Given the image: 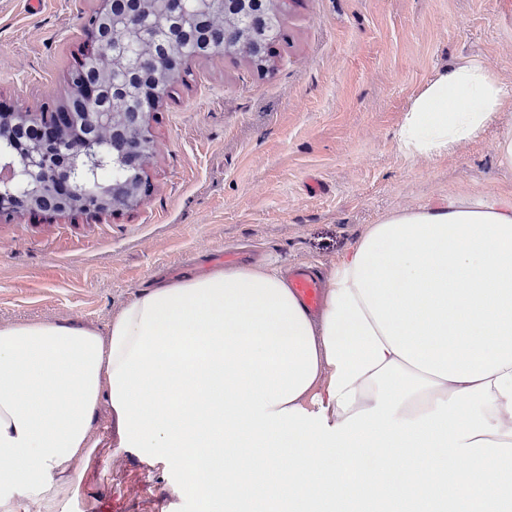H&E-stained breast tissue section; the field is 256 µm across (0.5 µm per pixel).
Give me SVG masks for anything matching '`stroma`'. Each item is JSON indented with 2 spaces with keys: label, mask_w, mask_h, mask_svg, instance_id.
<instances>
[{
  "label": "stroma",
  "mask_w": 512,
  "mask_h": 512,
  "mask_svg": "<svg viewBox=\"0 0 512 512\" xmlns=\"http://www.w3.org/2000/svg\"><path fill=\"white\" fill-rule=\"evenodd\" d=\"M97 0H0V109L54 112L85 57ZM280 34L257 67L196 58L149 116L143 203L94 219L0 218V324L73 319L106 332L140 287L200 274L253 248L276 269L322 273L387 213L449 197L512 193V95L476 139L406 156L395 132L436 73L482 61L512 88V0H281ZM71 485V512H195L167 464L114 454L108 408Z\"/></svg>",
  "instance_id": "1"
}]
</instances>
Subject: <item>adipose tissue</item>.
Returning a JSON list of instances; mask_svg holds the SVG:
<instances>
[{
	"label": "adipose tissue",
	"instance_id": "adipose-tissue-1",
	"mask_svg": "<svg viewBox=\"0 0 512 512\" xmlns=\"http://www.w3.org/2000/svg\"><path fill=\"white\" fill-rule=\"evenodd\" d=\"M510 95L478 61L438 72L398 146L445 154ZM103 402L198 512H512V195L381 217L314 316L278 270L219 267L103 334L0 325V512H67Z\"/></svg>",
	"mask_w": 512,
	"mask_h": 512
}]
</instances>
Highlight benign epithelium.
Segmentation results:
<instances>
[{
	"label": "benign epithelium",
	"mask_w": 512,
	"mask_h": 512,
	"mask_svg": "<svg viewBox=\"0 0 512 512\" xmlns=\"http://www.w3.org/2000/svg\"><path fill=\"white\" fill-rule=\"evenodd\" d=\"M98 8L86 19L91 58L112 57L115 74L125 76L122 86L101 83L91 74L77 79L78 111L64 109L48 116L19 112L15 123L4 127L0 121V216L21 209L31 212L66 214L81 212L95 217L142 203L143 177L125 186L124 175L142 168V157L152 152L154 139L149 115L169 88L179 79L181 68L170 73L167 84L151 94L137 112L122 114L111 110L115 93L129 100L145 90L134 77L128 58L112 50V29L122 27L130 42L141 40L142 32L131 20L141 0H98ZM156 21L166 23L170 14L180 16L182 25L192 26L200 15L240 11L255 22L265 37L275 38L281 17L271 0H152ZM75 125L84 133L75 142L64 140L66 128Z\"/></svg>",
	"instance_id": "1"
}]
</instances>
